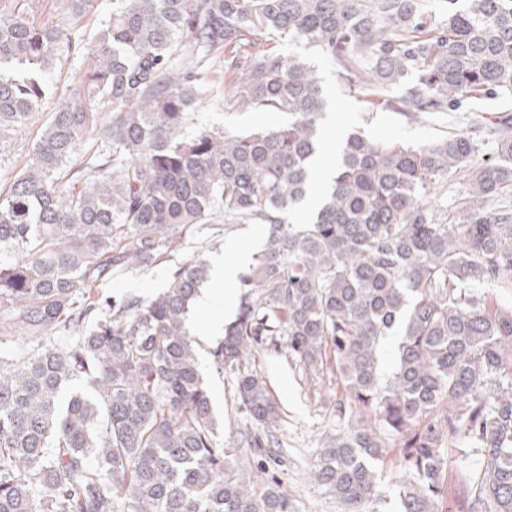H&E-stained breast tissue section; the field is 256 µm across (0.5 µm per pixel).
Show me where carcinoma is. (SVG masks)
Listing matches in <instances>:
<instances>
[{"instance_id": "1", "label": "carcinoma", "mask_w": 512, "mask_h": 512, "mask_svg": "<svg viewBox=\"0 0 512 512\" xmlns=\"http://www.w3.org/2000/svg\"><path fill=\"white\" fill-rule=\"evenodd\" d=\"M10 2L0 139L52 93L54 65L86 66L0 191V344L26 339L0 359V512H297L219 439L186 326L202 257L148 299L100 292L196 224L268 226L210 351L261 429L242 447L280 446L279 405L248 365L278 336L336 392V434L310 476L343 512H380L392 448L397 512H438L446 446L481 458L460 512H512V310L491 301L512 290V114L417 145L348 132L296 224L328 101L309 56L279 50L312 49L337 64L343 95L424 122L512 100V0H112L90 35L76 23L94 0H60L66 25ZM220 62L235 74L224 108L288 123L196 124ZM456 174L468 197L448 224L432 199Z\"/></svg>"}]
</instances>
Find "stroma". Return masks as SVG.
I'll return each mask as SVG.
<instances>
[{
    "mask_svg": "<svg viewBox=\"0 0 512 512\" xmlns=\"http://www.w3.org/2000/svg\"><path fill=\"white\" fill-rule=\"evenodd\" d=\"M316 65L323 80V89L331 103L334 117L324 123L325 149L335 152L336 145L350 128L362 129L366 135L382 143L409 142L422 144L437 139L448 132L477 123L495 113L508 110L512 103L498 100H475L460 111L451 112L425 123H408L389 110L367 111L357 99L339 93L336 84V66L320 59ZM231 79L230 74L218 71L208 74L215 93L203 101L196 113L197 124L228 130L243 131L257 126L274 127L284 122L281 114L269 112H232L224 107L222 90ZM52 103H45L39 112L33 113L29 123L6 139L0 140V186H6L23 168L32 144L51 114ZM267 227L263 224H197L183 234L180 245L165 261L145 269H126L113 274L103 285L106 295L121 297L135 294L151 297L164 288L169 273L196 255L212 257L224 253L255 254L260 251L266 238ZM224 317V300L216 298L206 309H191L187 325L197 340V354L201 369L211 388L212 405L218 416L224 419V431L220 438L225 447H237L242 435L251 426L244 410L234 398V376L231 372L216 375L211 368L208 353L211 337L206 336L208 325ZM251 365L269 382L271 390L282 407V418L273 427L283 448L279 462L270 463L268 472L274 475L295 501L298 512H338L334 499L306 478L316 450L327 436L333 435V414L329 408L335 394L320 389L315 377L310 376L299 364L290 362L285 342L262 345L251 359ZM448 491L439 504L440 512H459L456 499L459 489L480 466L474 452H462L457 448L444 451Z\"/></svg>",
    "mask_w": 512,
    "mask_h": 512,
    "instance_id": "stroma-1",
    "label": "stroma"
}]
</instances>
